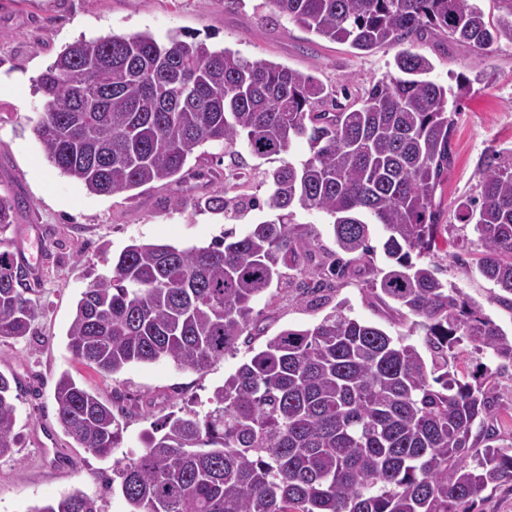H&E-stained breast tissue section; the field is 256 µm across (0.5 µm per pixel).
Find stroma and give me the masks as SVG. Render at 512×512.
Wrapping results in <instances>:
<instances>
[{"label": "stroma", "instance_id": "1", "mask_svg": "<svg viewBox=\"0 0 512 512\" xmlns=\"http://www.w3.org/2000/svg\"><path fill=\"white\" fill-rule=\"evenodd\" d=\"M246 0L228 12L223 0H0V80L15 84L0 96V195L16 203L4 247L25 268L36 299L31 330L20 338H0V374L18 397V445L0 457V512H31L78 491L97 501L100 512H129L113 486V458L99 457L64 434L55 411L54 385L70 374L108 399L124 426V445L140 451L153 422L194 403L206 401L283 329H308L328 314L298 305L289 288L274 290L256 306L264 316L251 342L200 373L170 362L133 364L104 375L78 363L67 348V332L82 292L97 277L110 274L112 260L132 241L168 243L181 248L206 246L223 237L224 216L193 208L198 198L221 193L215 158L221 145L204 146L190 157L180 179L145 186L121 195L99 196L62 176L45 159L33 134L43 99L38 76L69 43L108 34L149 32L192 35L211 47L239 51L248 60H266L315 76L332 97L350 92L360 99L373 83L393 70L395 48L359 52L306 32L287 18L265 22ZM430 57L431 80L469 89L459 99L453 133L454 159L443 185L440 223L448 227V248L426 256L438 277L455 285L507 334H512V302L477 270V235L458 218L460 201L480 193V171L488 157L512 166V44L488 54L448 37L428 39L419 47ZM183 206H175V199ZM385 233L374 225V248L367 261L352 265L338 281L334 301L345 302L351 317L384 328L392 336L424 348L421 330L364 291L369 272L384 267ZM458 377L490 373L498 417L495 427L512 435V365L490 352L467 350L456 360Z\"/></svg>", "mask_w": 512, "mask_h": 512}]
</instances>
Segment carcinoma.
I'll return each mask as SVG.
<instances>
[{"label":"carcinoma","instance_id":"1","mask_svg":"<svg viewBox=\"0 0 512 512\" xmlns=\"http://www.w3.org/2000/svg\"><path fill=\"white\" fill-rule=\"evenodd\" d=\"M268 2L328 41L398 48L394 72L343 105L302 71L142 32L79 39L37 78L44 105L33 133L50 164L92 194L171 182L207 142L279 162L263 200L239 192L256 172L232 161L224 192L193 203L228 221L270 212L243 235L202 248L127 245L82 293L67 347L104 374L161 361L204 372L252 338L264 314L254 304L273 286L296 276L297 303L326 304L348 263L336 258L324 277L312 269L322 262L312 225L295 221L301 208L329 215L336 252L356 261L373 252L370 226H382L387 265L366 290L418 318L429 357L338 303L315 326L267 339L206 409L168 415L141 452L115 459L121 492L130 512H471L488 487L512 482V441L493 445L492 389L456 379L448 357L469 343L512 363V336L422 261L446 230L436 194L458 105L428 78L434 65L418 48L434 34L482 51L512 43V0H493L490 18L479 0ZM302 140L308 156L285 158ZM480 187L459 219L478 235V271L512 295V167L490 158ZM14 208L0 196V236ZM31 292L0 251V338L28 334ZM54 400L80 447L100 457L122 447L121 423L97 392L63 374ZM15 426L13 387L0 375V456L15 448ZM32 512L99 510L74 492Z\"/></svg>","mask_w":512,"mask_h":512}]
</instances>
